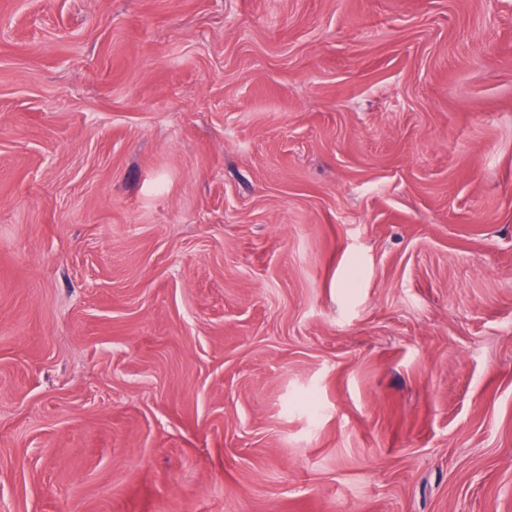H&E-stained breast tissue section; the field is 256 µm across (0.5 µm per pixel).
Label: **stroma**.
Wrapping results in <instances>:
<instances>
[{"label": "stroma", "mask_w": 512, "mask_h": 512, "mask_svg": "<svg viewBox=\"0 0 512 512\" xmlns=\"http://www.w3.org/2000/svg\"><path fill=\"white\" fill-rule=\"evenodd\" d=\"M0 512H512V0H0Z\"/></svg>", "instance_id": "35a3bbf8"}]
</instances>
